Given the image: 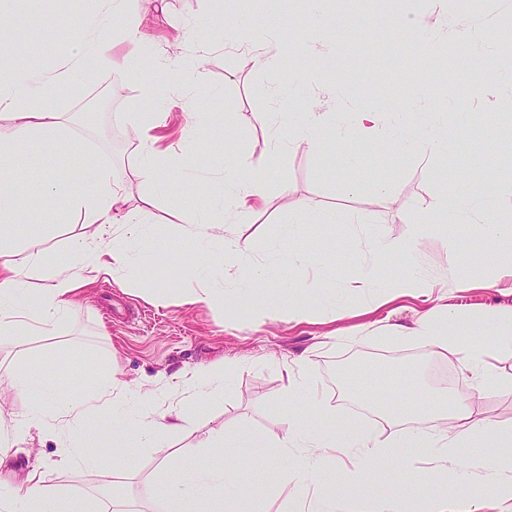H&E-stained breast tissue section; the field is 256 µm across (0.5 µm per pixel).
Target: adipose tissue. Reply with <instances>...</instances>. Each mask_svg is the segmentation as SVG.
I'll return each instance as SVG.
<instances>
[{
	"mask_svg": "<svg viewBox=\"0 0 512 512\" xmlns=\"http://www.w3.org/2000/svg\"><path fill=\"white\" fill-rule=\"evenodd\" d=\"M99 4L95 15L80 21V38L74 53L44 72L18 64L7 88L0 90V118L7 120L6 125H0L1 344L31 333L54 335L79 291L103 272L116 283L130 286L142 268L160 259L187 271L198 265L233 268L249 283L263 288L271 268L291 267L299 262L310 267L317 264L316 259H301L286 251V242L298 233L294 219L285 221L280 238L270 244L263 263L256 260L249 241L225 238L226 225L245 222L270 202L267 165H252L247 173H240L238 154L232 149L226 152L229 165L224 172L223 209L208 217L191 219L183 229L195 241L217 240L221 246L189 257L157 249L149 254L138 251L137 244L145 235L142 215L153 200L144 198L136 211L120 213L125 190L114 182L110 166H97L94 182L86 185L69 184L60 175L48 177L44 156L29 147L32 140L53 143L78 157L83 151L69 135L65 113L40 105L43 93L83 83L84 63L90 58L104 67L121 69L133 79L138 78L143 67L139 50L146 33L140 0H99ZM119 42L128 45L129 50L118 58L112 50ZM134 121L143 145V159L136 175L146 183L159 181L168 172L169 158L168 152L157 148V139L150 134L159 124V115L140 112ZM388 121V113L376 108L323 112L316 101L309 99L274 113L273 126L278 130L274 146L282 148L290 140L322 150L330 143L326 132L332 127L336 130L335 141L343 145L349 162L357 166L363 159L364 144ZM285 126L290 128L291 137L280 135V128ZM392 139L399 153L429 160L450 155L456 135L434 114L420 113L410 118L402 112ZM18 170L39 181L46 194H64L71 212L82 223L95 225V233L73 240L62 258L51 256L38 239L29 242L27 255H20L11 233L12 224L18 221L14 179ZM494 193L491 185L467 182L437 197L431 207L438 212L440 223L480 225L483 236L511 248L512 225L491 218ZM428 230V225L418 224L400 239H368L372 259L357 269V287H375L380 259L393 251L415 252ZM34 279L42 282L35 290L30 287ZM466 318L462 311L439 305L423 315L408 334L431 350L456 356L464 381L475 388L511 393L512 377L500 374L494 360L498 354L512 351V306L488 307L479 313L478 321L487 330L482 340L456 330V323ZM311 371L312 364L307 360L281 366L288 433L276 445L293 461L292 467L284 471L283 481L300 482L288 493V512H406L404 489L419 480L421 474L411 464L397 463L393 455L397 447L427 449L434 470L456 471L452 484L428 493L426 512H512L511 427H496L475 417L465 398L444 404L425 397L404 411L390 408V418L403 421L404 427L382 439L371 430L336 418L311 387ZM232 372V367L227 366L221 370L194 368L177 373L175 389L183 399L169 405L159 402L155 389L111 375L99 389L76 402L63 400L55 386L32 373L5 371L0 373V380L21 393H40L41 404L31 411L24 428L49 431L60 438V466L76 468L89 461L109 473L135 470L141 449L185 429L192 420L191 404L223 394ZM130 400L137 405L133 417L121 409L122 403ZM264 445L258 436L210 432L197 444L195 467L167 472L161 488L150 492V512H193L203 500L207 501L209 512H257V499L247 489L241 471L213 468L208 457L242 446ZM475 445L489 447L487 457L468 456L467 448ZM91 447L101 449V456L89 458L87 450ZM384 471L392 473L395 481L376 496L365 498L345 492V485L373 479ZM0 512L78 509L71 500L49 495L40 476L31 471L20 486L0 493Z\"/></svg>",
	"mask_w": 512,
	"mask_h": 512,
	"instance_id": "adipose-tissue-1",
	"label": "adipose tissue"
}]
</instances>
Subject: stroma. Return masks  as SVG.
I'll return each instance as SVG.
<instances>
[{
  "instance_id": "35a3bbf8",
  "label": "stroma",
  "mask_w": 512,
  "mask_h": 512,
  "mask_svg": "<svg viewBox=\"0 0 512 512\" xmlns=\"http://www.w3.org/2000/svg\"><path fill=\"white\" fill-rule=\"evenodd\" d=\"M166 4L165 13L151 22V41L140 50L142 76L164 90L163 147L176 156L192 151L197 179L167 177L147 184L136 177L142 148L129 116L147 106L137 83L121 71L88 63L82 86L60 89L52 103L73 116L72 137L111 164L113 178L125 188L126 209L153 196L147 242L164 243L176 253L187 244L183 226L220 203L225 141L233 142L242 163L270 162V206L245 223L231 225L228 233L263 251L278 236L281 219L299 203H308L311 212L292 246L323 265L316 271L285 270L271 282L280 293L312 301L313 315L301 324L284 316L260 318L258 290L232 269H202L187 277L172 266L147 267L131 288L102 279L88 284L56 335L23 337L19 345L0 350V364L43 375L71 400L92 392L108 369L138 384L168 379L185 367L233 363V385L221 399L199 407L186 429L145 449L135 472L113 473L112 494L103 493L97 469L60 467L55 436L34 428L13 453L10 469L0 472V485H17L35 468L51 493L79 502L86 512H94L101 502H119L126 512H137L147 486L162 481L159 463L192 465L189 448L205 432L222 428L269 441L286 433L288 406L281 396L277 363L305 356L314 365L311 380L320 399L343 418H351L355 405L411 407L421 394L461 395L478 416L512 425V393L475 389L461 380L454 356L432 353L409 337L389 333L395 325L415 326L443 295L472 312L490 304L511 306L512 282L499 278L502 267L512 261L511 253L482 239L473 225L451 224L446 232L425 234L413 255L384 256L377 287L347 285L367 257L369 237L401 238L413 225L431 222V202L453 183L495 182L497 216L512 223V126L498 127L493 136L488 133L496 115L512 104V0H327L328 24L323 28L312 25L309 0H224L220 11L207 0ZM95 10V0H0V12L24 35V58L34 70L53 66L74 44V34L61 31V18L79 19ZM408 13L435 20L427 34L438 47L432 58H416L408 33L388 31L392 18ZM244 25L277 35L268 47L271 69L257 68L249 55L221 42L206 56L187 91L179 73L151 64L159 55L178 59L193 54L195 34L221 36ZM462 25L482 30L486 44L455 49L454 34ZM438 71L451 79L450 100L431 87ZM476 71L483 75L484 91L469 98L464 91ZM274 86L283 99H313L326 112L386 103L396 112L409 108L469 114L457 164L451 168L441 159L426 164L399 154L383 132L366 146L359 167L348 164L340 145L331 152L300 145L271 156L269 115L275 104L268 90ZM192 103L206 112L193 127L185 122ZM17 202L25 217L12 229L18 246L40 239L49 252L61 256L75 238L94 231L69 215L63 199L45 196L37 188H22ZM332 212L339 214V221L325 223V215ZM452 239L461 244L458 259L470 275L469 287L455 290L448 287ZM408 272L420 274L427 289L373 308L380 291ZM221 278L232 283L223 308L184 303L192 289ZM494 279L499 287H491ZM341 327L354 329L355 338H329V331ZM254 454V449L241 448L231 458L212 455L211 462L241 470L260 512H286L289 487L281 481L285 459L275 448L260 463ZM394 454L424 470L425 485L406 490L410 512H423L425 487H442L449 477L431 472L425 449L398 448Z\"/></svg>"
}]
</instances>
